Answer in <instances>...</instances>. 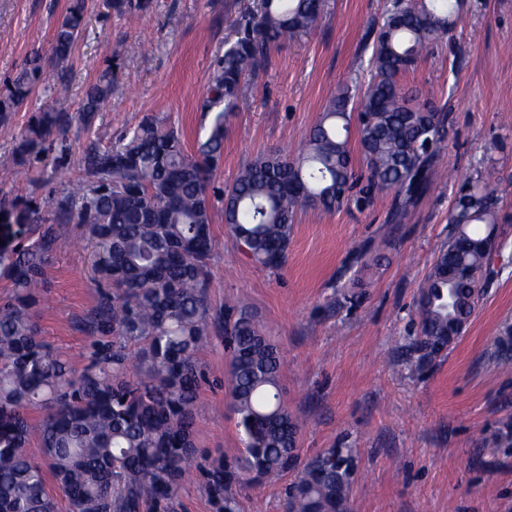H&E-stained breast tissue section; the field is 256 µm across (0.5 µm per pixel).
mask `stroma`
Instances as JSON below:
<instances>
[{"label": "stroma", "mask_w": 512, "mask_h": 512, "mask_svg": "<svg viewBox=\"0 0 512 512\" xmlns=\"http://www.w3.org/2000/svg\"><path fill=\"white\" fill-rule=\"evenodd\" d=\"M254 0H152L130 22L86 0L74 45L68 92L48 75L7 124H0V194L35 197L49 206L77 176L85 149L114 145L144 117L174 122L189 154L209 131L201 106L224 43ZM69 0H0V86L31 51L49 55L53 30ZM391 0H325L315 26L270 54L265 70L246 77L247 108L226 121L224 153L211 183L231 185L241 166L271 150L299 148L328 101L346 85L367 81L376 28ZM465 20L447 40L404 73L406 89H433L448 114L447 150L423 201L402 219L394 194L332 213L297 211L288 256L277 270L247 259L215 207L216 248L210 301L245 300L274 336L286 364L289 411L302 430V457L347 448L355 475L353 512H512V447L490 439L512 427V370L497 364L504 328L512 324V0H465ZM112 66L111 99L91 128L66 135V175L55 153L17 176L14 149L31 116L45 109L77 113L87 86ZM508 190L497 202L502 257L475 313L448 350L411 356L416 301L438 250L447 243L448 212L458 190L484 167ZM90 245L68 225L48 270L42 336L81 362L90 343L83 328L97 292ZM209 373L198 414L200 451L232 461L242 450L229 407V358L220 341L201 354ZM290 476L237 491L238 512H285Z\"/></svg>", "instance_id": "obj_1"}]
</instances>
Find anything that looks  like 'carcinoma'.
Returning <instances> with one entry per match:
<instances>
[{
    "mask_svg": "<svg viewBox=\"0 0 512 512\" xmlns=\"http://www.w3.org/2000/svg\"><path fill=\"white\" fill-rule=\"evenodd\" d=\"M130 18L150 0H108ZM323 0H258L224 44L202 111L212 114L196 155L178 128L155 116L128 129L115 147L87 149L78 178L49 212L32 200H0V512H172L178 486L197 472L215 512H238L237 486L291 472L300 424L284 400L285 364L270 331L247 307L209 301L215 249L211 197L243 254L278 269L286 261L295 211H332L360 180L364 199L395 192L400 214L428 193L446 149L447 113L434 94L407 90L400 75L429 46L463 23L461 0H393L376 32L370 78L329 100L297 156L255 157L231 186L211 188L224 152L226 120L243 109L245 75L266 67L272 49L310 30ZM84 0H70L52 35L51 64L65 76L82 31ZM35 51L0 91V123L9 122L43 80ZM112 64L88 86L76 115H34L15 149L23 167L65 137L73 120L89 127L112 96ZM358 123L363 173L348 137ZM502 182L492 169L460 189L448 213L452 231L434 258L417 300L423 358L468 323L493 272ZM64 224H80L92 247L98 299L86 329L94 337L80 364L44 341L38 319ZM222 328L229 354L230 409L244 437L231 464L196 449L200 353ZM41 455L29 452L31 443ZM355 471L346 448L309 458L286 488V512H334L349 497Z\"/></svg>",
    "mask_w": 512,
    "mask_h": 512,
    "instance_id": "obj_1",
    "label": "carcinoma"
}]
</instances>
